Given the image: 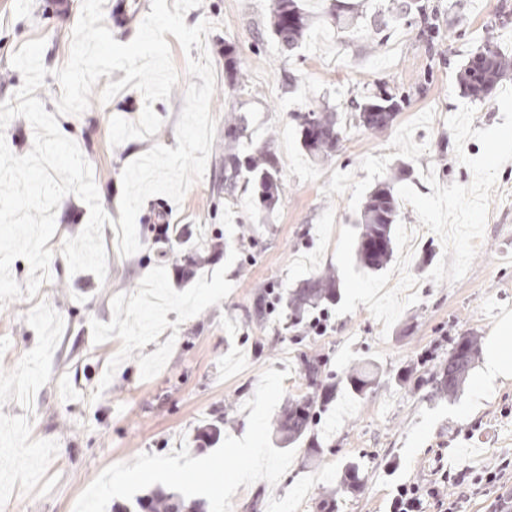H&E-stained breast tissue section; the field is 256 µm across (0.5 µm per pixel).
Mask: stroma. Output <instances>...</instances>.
<instances>
[{
  "label": "stroma",
  "mask_w": 512,
  "mask_h": 512,
  "mask_svg": "<svg viewBox=\"0 0 512 512\" xmlns=\"http://www.w3.org/2000/svg\"><path fill=\"white\" fill-rule=\"evenodd\" d=\"M116 2L105 0L103 24L127 43L151 0H132L121 17ZM351 2L356 19L345 28L325 17L330 0H300L313 24L287 53L271 32L274 0H202L185 23L215 28L202 50L184 52L169 38L179 80L169 99L153 104L160 129L114 146L111 117L135 121L144 107L130 87L101 102V89L124 71L99 78L82 114L56 108L53 72L70 57L82 0H0V102L23 84L14 53L44 39L49 74L35 95L90 164L112 219L120 217L124 167L153 145H177L189 59L208 53L216 78L205 174L182 203L164 195L145 201L136 217L141 249L121 256L115 231L104 229L105 279L70 273L62 244L83 230L89 208L66 195L47 243L49 281L34 298L0 307V497L16 498L18 512H74L105 468L145 452L185 447L206 456L219 446L202 438L206 424H217L221 437H242V406L266 368L288 371L284 401L306 394L304 352L326 359L336 389L281 480L239 487L232 512H256V503L257 512H270L275 500L294 503L295 512H324L327 503L333 512H389L398 485L426 484L436 468L462 465L463 483L448 486L458 512H512V468L501 467L512 461V377L480 384L478 358L456 393H440L434 382L458 337L512 350V71L482 101L465 97L458 81L485 43L512 58V0H416L447 34L432 48L417 40L410 18L378 30L391 0ZM228 42L241 62L233 91ZM382 81L410 96L392 127L373 134L348 126L337 151L312 158L293 113L327 106L346 115L350 99ZM230 111L248 130L239 151L265 147L278 160L273 212L260 210L251 191L224 193ZM492 152L502 164L487 165ZM402 166L411 175L395 186L394 254L370 272L356 259V221L369 191ZM162 215L179 237L153 235ZM415 224L430 230L411 236ZM246 228L258 233L250 246ZM326 272L340 297L327 307L325 332L256 317L258 293L287 292ZM367 368L375 381L366 394L353 393L347 376ZM352 462L361 466L355 483L345 477Z\"/></svg>",
  "instance_id": "35a3bbf8"
}]
</instances>
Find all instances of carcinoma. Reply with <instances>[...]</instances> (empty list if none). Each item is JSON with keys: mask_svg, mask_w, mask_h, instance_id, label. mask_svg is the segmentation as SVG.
Returning <instances> with one entry per match:
<instances>
[{"mask_svg": "<svg viewBox=\"0 0 512 512\" xmlns=\"http://www.w3.org/2000/svg\"><path fill=\"white\" fill-rule=\"evenodd\" d=\"M408 0L397 4L396 10L408 15L414 10ZM418 11L415 21L417 35L428 48H433L444 39V33L435 19ZM334 23L352 22V6L345 0L332 4ZM309 28V15L304 12L299 0H275L272 34L280 46L292 51L303 41ZM508 69V61L493 46L485 45L465 63L459 74V82L465 93L481 100L499 84ZM377 91L362 100H353L349 107L356 125L371 133L384 131L393 125L397 115L409 101V95L398 86L386 82L376 85ZM302 138L303 147L309 155L318 157L336 151L343 139L345 128L340 126L337 113L326 108H309L293 113ZM246 136L242 119L232 115L224 123V186L233 192L242 174H247L246 183L252 186L263 210L270 211L280 202V173L274 154L259 149L254 154L242 155L238 145ZM398 219V199L394 186L389 182L377 184L366 197L359 224L360 233L356 244V258L366 269L377 271L390 261L394 249V229ZM339 297L337 281L331 274L310 277L300 287L288 294L281 303L280 313H293V323L301 315L316 309L324 302ZM479 353V346L472 336L459 338L448 353V362L441 368L437 378V389L453 394ZM326 360L304 354L301 356V375L310 393L288 404L277 418L274 429L293 444L306 437L318 418L317 391L324 387ZM174 508V512H204L201 504L175 500L162 492L142 500L138 507L145 512L149 506Z\"/></svg>", "mask_w": 512, "mask_h": 512, "instance_id": "obj_1", "label": "carcinoma"}]
</instances>
